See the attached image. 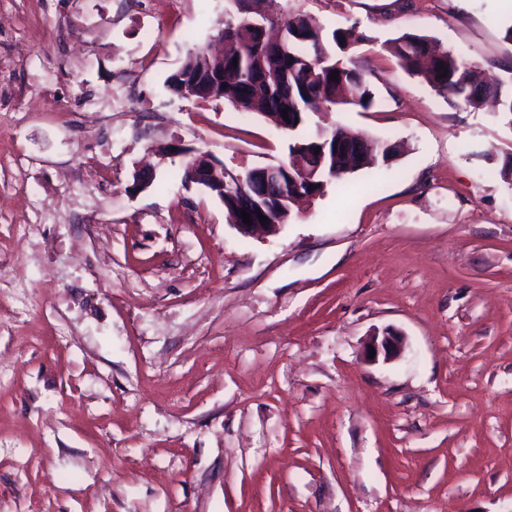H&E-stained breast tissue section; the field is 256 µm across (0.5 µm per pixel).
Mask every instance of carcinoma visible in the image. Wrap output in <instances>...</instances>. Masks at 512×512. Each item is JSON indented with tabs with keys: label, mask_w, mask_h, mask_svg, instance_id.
Here are the masks:
<instances>
[{
	"label": "carcinoma",
	"mask_w": 512,
	"mask_h": 512,
	"mask_svg": "<svg viewBox=\"0 0 512 512\" xmlns=\"http://www.w3.org/2000/svg\"><path fill=\"white\" fill-rule=\"evenodd\" d=\"M237 15L224 20V40L234 50L218 60L201 48L186 55L181 65L182 74L196 81L193 99L210 97L208 74L224 71V101L242 112H258L277 123L282 110L296 113L298 129L306 127L312 115L334 105H354L369 108L374 100L369 79L359 71L352 52L367 41L355 24L327 30L320 20L307 13L273 15L270 21L284 30L288 54L274 63L276 80H253L251 65L255 58L268 50L259 43L258 35L241 26L242 11L248 9L247 0H236ZM391 52L406 71L419 78L440 96L456 100L467 107L478 109L493 99L500 112L512 115V93L502 91L493 77L478 78L474 66L447 50L430 49V38L421 34L405 33L392 41ZM338 71L337 80L330 74ZM446 77H441V74ZM327 135L316 128L315 133L298 136L288 145V154L305 153L308 146Z\"/></svg>",
	"instance_id": "cac0c4a2"
}]
</instances>
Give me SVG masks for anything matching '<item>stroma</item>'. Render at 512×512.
I'll return each mask as SVG.
<instances>
[{"label": "stroma", "instance_id": "obj_1", "mask_svg": "<svg viewBox=\"0 0 512 512\" xmlns=\"http://www.w3.org/2000/svg\"><path fill=\"white\" fill-rule=\"evenodd\" d=\"M275 7L364 31L374 103L322 125L399 151L256 238L167 151L287 158L166 87L234 0H0V512H512V123L386 47L430 36L511 90L512 11ZM401 346L402 336L393 331H385L381 337L377 334L370 338L367 345V355L369 357V352L374 349L373 361L378 360L380 356L383 357L384 361H389L398 355Z\"/></svg>", "mask_w": 512, "mask_h": 512}]
</instances>
